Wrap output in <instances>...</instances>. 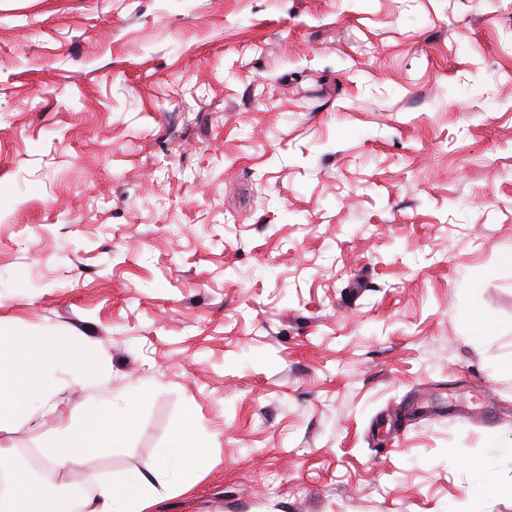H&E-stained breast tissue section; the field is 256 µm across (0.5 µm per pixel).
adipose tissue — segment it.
I'll list each match as a JSON object with an SVG mask.
<instances>
[{
  "label": "adipose tissue",
  "mask_w": 512,
  "mask_h": 512,
  "mask_svg": "<svg viewBox=\"0 0 512 512\" xmlns=\"http://www.w3.org/2000/svg\"><path fill=\"white\" fill-rule=\"evenodd\" d=\"M91 365L89 353L79 346L62 350L45 340L35 348L25 336L0 339V429L28 414L33 404H50L60 367L86 370ZM129 428L127 403L106 398L40 447L39 454L48 469L61 476L120 447ZM205 466L197 435L183 428L157 449L149 466L109 479L89 476L91 491L77 506L80 512H155L165 491L190 490ZM0 475L7 479L0 492V512H60L48 486L16 466L12 450L5 447L0 448Z\"/></svg>",
  "instance_id": "1"
}]
</instances>
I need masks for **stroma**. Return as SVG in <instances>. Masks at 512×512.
<instances>
[{
  "label": "stroma",
  "mask_w": 512,
  "mask_h": 512,
  "mask_svg": "<svg viewBox=\"0 0 512 512\" xmlns=\"http://www.w3.org/2000/svg\"><path fill=\"white\" fill-rule=\"evenodd\" d=\"M12 335L93 360L0 431L22 466L146 391L74 486L190 425L161 512H512V9L0 0Z\"/></svg>",
  "instance_id": "stroma-1"
}]
</instances>
